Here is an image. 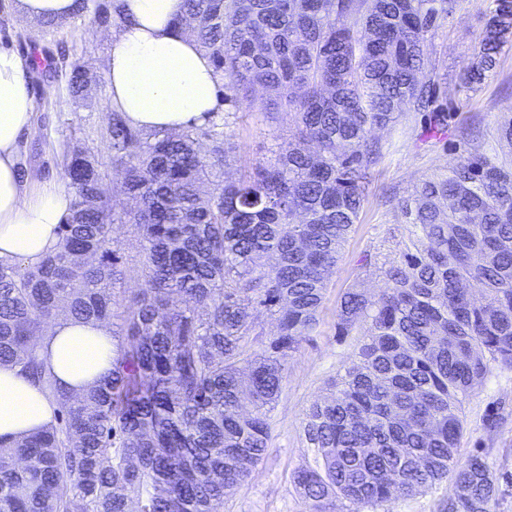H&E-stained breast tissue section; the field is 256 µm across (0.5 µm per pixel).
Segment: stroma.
Segmentation results:
<instances>
[{"instance_id":"1","label":"stroma","mask_w":512,"mask_h":512,"mask_svg":"<svg viewBox=\"0 0 512 512\" xmlns=\"http://www.w3.org/2000/svg\"><path fill=\"white\" fill-rule=\"evenodd\" d=\"M487 8L488 0H462L460 11L432 39L438 103L450 114L447 134H424L419 115L409 110L396 122L372 131V138L384 145V156L373 171L367 201L328 278L319 322L288 359L281 393L267 414L271 437L266 454L249 481L225 499L223 512H313L293 482L295 472L315 463L304 435L305 412L328 396L329 381L343 374L366 339L363 324L348 336L336 333L337 302L347 288L374 293L383 286L378 275L362 267V256L377 253L398 260L405 230L397 200L417 184L446 174L464 146L500 155L512 152V145L497 135L504 116L512 112V46L480 89L466 90L460 81L462 67L476 52ZM114 33V28L98 26L88 16L52 31L22 16L16 5L0 11V47L35 61L27 74L35 108L19 149L21 170L32 177L27 184L30 194L48 184H65L63 156L74 150L85 151L103 172H111L106 130L112 104L105 60ZM63 54L97 75L96 85L83 97H69L64 77L54 71ZM215 120L224 123L235 159L225 171L229 179L265 161L272 147L288 143V115L283 110L227 117L219 113ZM493 412L502 413L503 419L492 427L486 417ZM477 450L487 454L497 473H512L511 371L490 375L465 406L459 453L466 457Z\"/></svg>"}]
</instances>
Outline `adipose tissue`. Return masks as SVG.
Returning a JSON list of instances; mask_svg holds the SVG:
<instances>
[{"label":"adipose tissue","mask_w":512,"mask_h":512,"mask_svg":"<svg viewBox=\"0 0 512 512\" xmlns=\"http://www.w3.org/2000/svg\"><path fill=\"white\" fill-rule=\"evenodd\" d=\"M126 18L105 62L113 107L139 129L180 131L217 108L220 79L195 39L177 27L183 0H119ZM29 58L0 49V261L40 263L60 244L59 226L74 195L47 185L29 196L17 169L19 144L34 100ZM116 340L107 323L61 317L39 340L58 383L79 394L112 369ZM56 402L17 367L0 365V439L18 441L50 427Z\"/></svg>","instance_id":"1"}]
</instances>
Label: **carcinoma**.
<instances>
[{
	"label": "carcinoma",
	"instance_id": "1",
	"mask_svg": "<svg viewBox=\"0 0 512 512\" xmlns=\"http://www.w3.org/2000/svg\"><path fill=\"white\" fill-rule=\"evenodd\" d=\"M460 0H184L181 30L210 56L233 112L288 109V148L233 181L217 123L147 134L112 110L113 174L132 207L116 212L106 175L65 156L74 189L60 249L39 264L0 262V365L52 396L58 425L0 442V512H220L268 448L266 409L288 357L313 330L327 278L384 155L370 138L402 105L441 132L430 36ZM124 22L118 0H76L71 18ZM512 42V0H490L461 76L474 90ZM70 96L96 75L62 58ZM260 86L269 98L256 100ZM212 142L209 151L201 141ZM401 262L367 254L385 288L343 293L337 335L369 325L356 360L304 427L315 466L294 476L316 512L332 500L381 506L448 479L442 512H495L487 456L458 459L464 406L512 370V156L478 149L397 201ZM133 224L143 267L120 269L115 223ZM130 274L143 287L122 299ZM262 315L278 333H255ZM112 324L111 373L75 395L37 351L48 324Z\"/></svg>",
	"mask_w": 512,
	"mask_h": 512
}]
</instances>
